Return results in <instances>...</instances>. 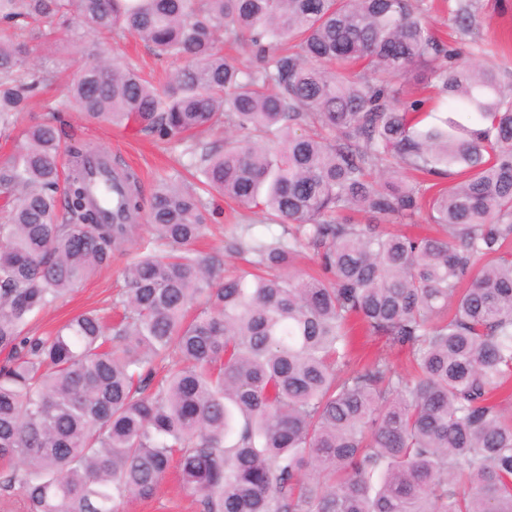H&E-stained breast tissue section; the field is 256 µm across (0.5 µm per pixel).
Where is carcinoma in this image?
Returning <instances> with one entry per match:
<instances>
[{
  "label": "carcinoma",
  "instance_id": "obj_1",
  "mask_svg": "<svg viewBox=\"0 0 512 512\" xmlns=\"http://www.w3.org/2000/svg\"><path fill=\"white\" fill-rule=\"evenodd\" d=\"M472 33V0H444ZM432 0H0V137L52 81L62 27L132 34L167 60L162 88L132 61L84 60L62 105L186 145L198 181L140 180L56 111L0 157V488L28 512H117L171 467L204 512H512V90L496 52L463 59L429 27ZM252 48L239 66L223 35ZM413 79L447 98L404 94ZM465 113L463 125L454 115ZM224 129L216 151L196 138ZM98 157L119 221L91 198ZM215 191L282 233L232 228L248 270L195 249ZM362 215L361 223L355 216ZM432 224L388 232L382 224ZM319 272H290L302 248ZM112 323L28 325L115 254ZM408 353L355 368L356 331ZM166 377L153 383L157 367Z\"/></svg>",
  "mask_w": 512,
  "mask_h": 512
}]
</instances>
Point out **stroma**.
<instances>
[{
  "instance_id": "stroma-1",
  "label": "stroma",
  "mask_w": 512,
  "mask_h": 512,
  "mask_svg": "<svg viewBox=\"0 0 512 512\" xmlns=\"http://www.w3.org/2000/svg\"><path fill=\"white\" fill-rule=\"evenodd\" d=\"M473 3L477 9L475 40L486 45L512 46V0H473ZM38 28V20L29 18L30 58L57 71L60 81L65 82L73 77V59L97 50L90 36L75 44L64 35L55 46L43 47L36 37ZM108 54L119 62H136L147 74H160L166 67L165 61L154 54L151 46L132 36L118 39L116 44L110 46ZM62 118L66 132L77 134L90 146L104 150L135 171L141 181L143 196L147 199L152 196L157 175L170 172L182 152L180 145L160 142L132 126L116 128L92 125L71 111L63 112ZM209 203L214 215L201 248L207 254L222 257L225 265H239L240 260L236 255L225 252L224 241L233 225L254 222L255 217L242 209L232 210L218 195L210 197ZM125 264V256H118L111 267L98 271L87 282L58 300L31 322V334L49 336L78 313L108 309L122 286ZM119 512H202V508L197 496L184 490L176 475L171 473L163 480L153 498L126 499L120 504Z\"/></svg>"
}]
</instances>
